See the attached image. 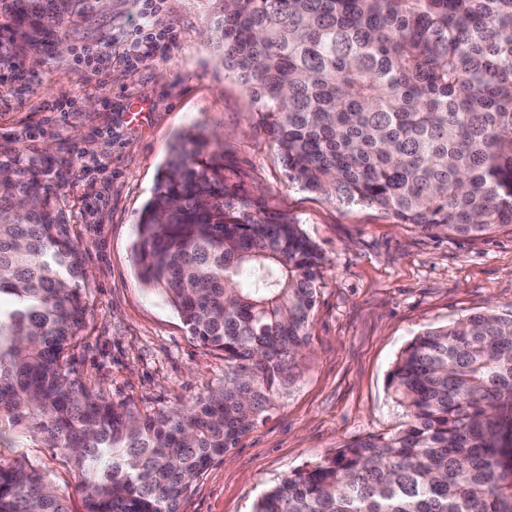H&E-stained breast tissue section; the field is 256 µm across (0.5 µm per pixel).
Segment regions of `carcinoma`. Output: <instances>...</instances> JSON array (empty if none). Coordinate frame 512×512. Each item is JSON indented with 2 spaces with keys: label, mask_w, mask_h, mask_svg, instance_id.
Masks as SVG:
<instances>
[{
  "label": "carcinoma",
  "mask_w": 512,
  "mask_h": 512,
  "mask_svg": "<svg viewBox=\"0 0 512 512\" xmlns=\"http://www.w3.org/2000/svg\"><path fill=\"white\" fill-rule=\"evenodd\" d=\"M208 39L260 103L289 183L423 231L512 224V0H212ZM102 0H0V57L34 56ZM145 284L224 352V389L136 417L75 382L87 274L36 165L0 163V446L69 453L85 512H179L190 483L299 376L323 257L253 210L201 132L138 223ZM388 387L405 421L278 480L254 512H512V310L425 330ZM0 512H70L0 458Z\"/></svg>",
  "instance_id": "1"
}]
</instances>
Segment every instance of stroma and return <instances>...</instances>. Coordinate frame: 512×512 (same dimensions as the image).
Here are the masks:
<instances>
[{
  "instance_id": "35a3bbf8",
  "label": "stroma",
  "mask_w": 512,
  "mask_h": 512,
  "mask_svg": "<svg viewBox=\"0 0 512 512\" xmlns=\"http://www.w3.org/2000/svg\"><path fill=\"white\" fill-rule=\"evenodd\" d=\"M138 0L65 26L62 49L0 60V162L37 163L70 217L89 275L87 314L67 353L73 379L139 416L193 404L224 386V354L197 342L139 279L136 224L179 134L218 132L224 164L254 209L297 224L325 258L301 377L226 455L212 460L180 512H252L278 479L402 424L387 385L418 333L494 307L512 309V226L476 238L430 234L388 214L289 184L259 125V105L205 36L208 0H161L152 24L174 41L129 40ZM97 50L94 68L75 61ZM143 115L133 123L131 110ZM48 472L84 512L60 448H5Z\"/></svg>"
}]
</instances>
